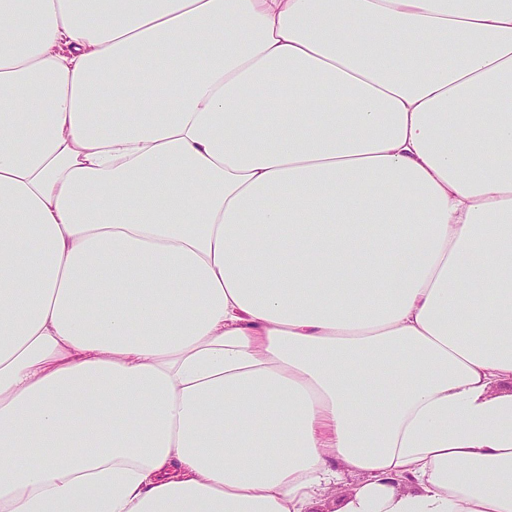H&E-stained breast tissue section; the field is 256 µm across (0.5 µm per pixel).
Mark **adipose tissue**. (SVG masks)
<instances>
[{
	"label": "adipose tissue",
	"instance_id": "adipose-tissue-1",
	"mask_svg": "<svg viewBox=\"0 0 512 512\" xmlns=\"http://www.w3.org/2000/svg\"><path fill=\"white\" fill-rule=\"evenodd\" d=\"M505 383L512 0H0V512H512Z\"/></svg>",
	"mask_w": 512,
	"mask_h": 512
}]
</instances>
